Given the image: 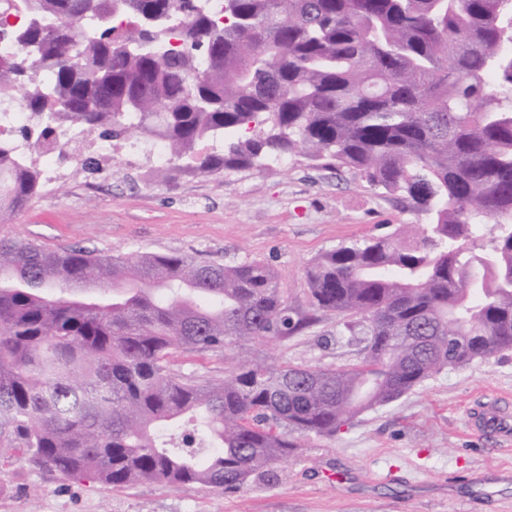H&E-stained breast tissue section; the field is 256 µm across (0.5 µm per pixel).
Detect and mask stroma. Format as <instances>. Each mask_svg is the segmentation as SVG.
Listing matches in <instances>:
<instances>
[{
    "instance_id": "stroma-1",
    "label": "stroma",
    "mask_w": 512,
    "mask_h": 512,
    "mask_svg": "<svg viewBox=\"0 0 512 512\" xmlns=\"http://www.w3.org/2000/svg\"><path fill=\"white\" fill-rule=\"evenodd\" d=\"M67 172L62 189L41 195L0 223V238L51 250L182 253L229 266L259 261L277 275L289 305L308 308L307 266L323 253L423 224L399 197L370 188L354 172L303 156L287 164L184 176L143 174L124 153L99 173ZM266 363L343 367L360 346L319 314L285 341L245 346ZM235 350L180 353L175 371L217 379ZM495 406L512 414V351L446 368L391 404L368 410L335 436H300L273 477L239 490L200 484L139 483L111 489L66 479L27 457L0 467V512H512V440L476 433L470 418ZM485 478L474 484V475Z\"/></svg>"
}]
</instances>
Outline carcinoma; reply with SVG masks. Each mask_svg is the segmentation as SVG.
<instances>
[{"mask_svg":"<svg viewBox=\"0 0 512 512\" xmlns=\"http://www.w3.org/2000/svg\"><path fill=\"white\" fill-rule=\"evenodd\" d=\"M0 0V100L47 141L162 138L160 173L302 155L360 174L427 224L342 246L306 271L310 311L258 261L98 255L0 239V464L28 456L120 489L239 490L432 374L512 350V0ZM44 188L0 146V218ZM332 312L357 363L178 374V352L277 342ZM196 421L170 445L168 431Z\"/></svg>","mask_w":512,"mask_h":512,"instance_id":"1","label":"carcinoma"}]
</instances>
